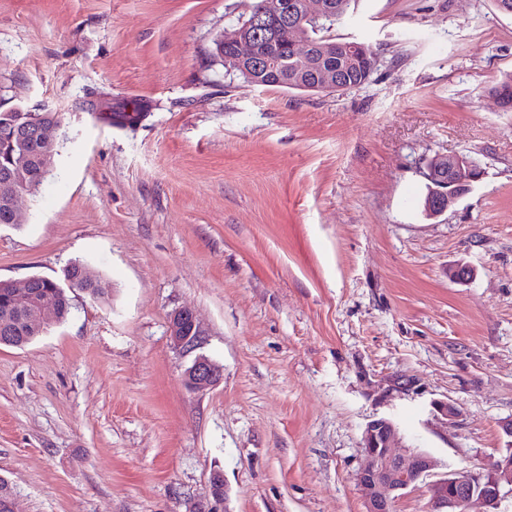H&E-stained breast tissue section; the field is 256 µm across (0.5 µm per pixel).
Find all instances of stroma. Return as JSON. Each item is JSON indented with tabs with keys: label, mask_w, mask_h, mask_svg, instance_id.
<instances>
[{
	"label": "stroma",
	"mask_w": 512,
	"mask_h": 512,
	"mask_svg": "<svg viewBox=\"0 0 512 512\" xmlns=\"http://www.w3.org/2000/svg\"><path fill=\"white\" fill-rule=\"evenodd\" d=\"M250 0H0V112L62 113L0 280L108 298L0 346V476L17 512H365L366 425L441 472L506 451L512 419V15L494 0H353L329 30L377 52L363 86L258 87L214 60ZM137 108L136 124L112 109ZM480 169L425 216L427 162ZM475 270L449 279L450 266ZM222 369L183 382L171 315ZM454 404L453 420L437 401ZM68 288L87 291L95 299H105L109 295V286L95 271L82 264H73L67 274ZM184 322L190 327L189 333L180 331ZM169 335L173 348L184 356L195 353L204 343L196 315L189 308L179 309L172 314L169 321Z\"/></svg>",
	"instance_id": "stroma-1"
}]
</instances>
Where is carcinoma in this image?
Returning a JSON list of instances; mask_svg holds the SVG:
<instances>
[{"label":"carcinoma","instance_id":"cac0c4a2","mask_svg":"<svg viewBox=\"0 0 512 512\" xmlns=\"http://www.w3.org/2000/svg\"><path fill=\"white\" fill-rule=\"evenodd\" d=\"M285 0H252L248 13L241 17L231 29L224 31V41L215 43L213 57L224 60V56L233 52L239 42L250 39L255 42L257 52L265 54L274 52L284 58L281 68L274 74L251 68L240 73L247 82L261 87L287 88L292 90L319 92L315 86L314 74L321 68H332L339 72L343 86L347 89L362 86L370 81L377 71L379 60L377 54L367 45L357 41H337L327 38L322 32L327 26L340 21L351 6V0H328L336 13V18L328 19L315 26L305 24L307 39L310 42L313 57L308 79L299 82L296 74L299 70L297 60L293 58L290 35L287 29L274 28L262 32L261 39H256L255 31L249 27L254 13L264 10L274 15ZM492 95L499 100L501 109L512 111V72L504 74L492 89ZM57 154L55 143H49L35 135L32 129H19L14 134L0 136V178L9 170L19 175L22 192L33 193L42 184L48 163L54 162ZM68 286L56 281L48 282L35 278L30 283L37 298H50L57 305L56 321L62 322L70 313V302L66 288H76L87 292L95 299H104L109 295L108 285L95 271L82 264L71 266L67 274ZM11 284L0 281V337L5 336L10 346L24 347L46 332L41 325L29 322V315L18 314L10 304L9 290Z\"/></svg>","mask_w":512,"mask_h":512}]
</instances>
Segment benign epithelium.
<instances>
[{
    "instance_id": "benign-epithelium-1",
    "label": "benign epithelium",
    "mask_w": 512,
    "mask_h": 512,
    "mask_svg": "<svg viewBox=\"0 0 512 512\" xmlns=\"http://www.w3.org/2000/svg\"><path fill=\"white\" fill-rule=\"evenodd\" d=\"M331 5L325 0H305L303 14L297 16L290 9L283 13V22L288 29H298L304 23L313 24L328 16ZM259 60L271 64L267 58H259L253 42L239 43L236 55L225 61L237 69L243 68V61ZM448 174L437 178L428 174L430 187L426 214L438 217L448 210V183L457 180L474 182L479 170L474 163L462 165L464 157L448 155ZM0 194L4 195L14 213L20 220L18 201L21 193L15 176L0 181ZM13 284L11 298L18 307L27 306L30 300L29 283ZM169 335L173 348L180 354L194 355L190 365L184 371V382L188 389L205 391L216 386L221 380V369L206 355L199 352L204 340L195 313L189 308L174 312L169 321ZM398 437L395 424L380 418L371 421L364 429L362 450L364 465L356 474V480L364 492L367 501L366 512H395L396 503L417 484L433 475L437 462L428 453L417 448L398 449L394 442ZM211 499L196 503L189 512H223L226 490L219 479H213ZM512 486V448L497 459L490 468H475L464 471H450L438 476L430 484V512H469L473 503H481L488 508L497 507L503 497V487Z\"/></svg>"
}]
</instances>
